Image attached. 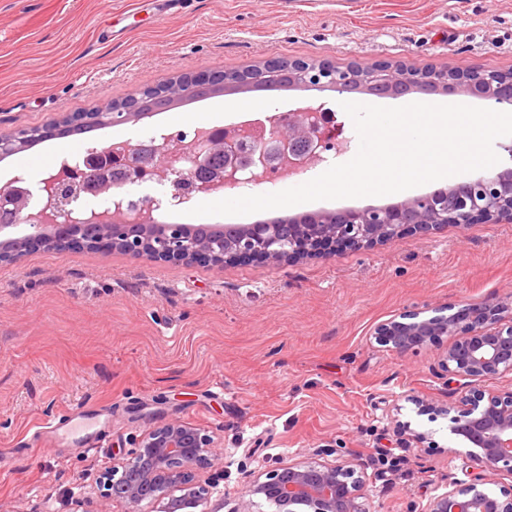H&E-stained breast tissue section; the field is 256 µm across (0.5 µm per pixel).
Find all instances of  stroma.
Instances as JSON below:
<instances>
[{
	"label": "stroma",
	"mask_w": 512,
	"mask_h": 512,
	"mask_svg": "<svg viewBox=\"0 0 512 512\" xmlns=\"http://www.w3.org/2000/svg\"><path fill=\"white\" fill-rule=\"evenodd\" d=\"M512 71V0H190L162 15L141 0H0V133L89 112L205 68L267 58ZM248 92L189 99L86 134L84 147L192 134L243 121ZM54 140L0 159V181L45 175ZM381 197L320 200L166 223L252 224ZM512 295V223L442 224L335 258L172 262L119 251L40 249L0 264V512H127L92 494L149 428L183 420L220 448L200 471L206 512H233L266 470L356 459L370 512H424L467 449L440 404L441 350L405 357L375 326L424 307ZM425 434L407 447L400 423Z\"/></svg>",
	"instance_id": "obj_1"
}]
</instances>
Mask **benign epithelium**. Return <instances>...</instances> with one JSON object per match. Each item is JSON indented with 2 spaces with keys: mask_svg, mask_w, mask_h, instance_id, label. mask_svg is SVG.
<instances>
[{
  "mask_svg": "<svg viewBox=\"0 0 512 512\" xmlns=\"http://www.w3.org/2000/svg\"><path fill=\"white\" fill-rule=\"evenodd\" d=\"M225 71L203 70L187 77L180 96L194 97L227 85ZM236 86L258 89L283 79L290 86L335 88L340 77L357 79L356 90L384 97L411 93H465L497 106H512V72L474 69L438 76L414 66L388 62H354L339 68L328 61L283 60L273 57L237 71ZM136 108L118 111L107 103L98 120L112 125L126 121ZM86 114L53 118L44 127L80 125ZM270 133L251 126L220 132L208 128L163 135L148 142L126 140L86 150L82 161L56 175H45L39 186L38 208L30 206L27 180L19 174L0 189V262H17L29 251L47 247L118 250L134 258L194 262L215 266L224 259L263 257L273 263L338 246L359 247L385 242L407 230L427 232L437 223H512V171L465 181L449 192L424 195L387 207L343 209L325 215L291 217L286 224H210L197 235L190 224L157 222L152 198L134 204L147 210L138 221L126 216L118 183L166 180L188 185L173 197L232 190L247 173L256 182L273 181L283 169L294 175L348 150L343 125L325 103L307 101L286 114L269 117ZM82 193L106 195L110 208L79 217L70 204ZM376 341L406 355L448 339L440 366L453 401L431 408L415 401L418 412L448 418L450 435L469 448L465 478L448 477V490L430 497L425 512H512V483L490 488L487 475L512 478V386H495L512 375V300L488 297L466 303L454 313L438 309L431 316L404 311L379 323ZM218 448L209 431L181 420L147 430L129 454L122 471L108 472L101 496L121 499L128 512H194L209 493L196 472L211 464ZM369 477L359 463L308 461L281 465L256 478L248 487L247 504L259 499L273 512H369Z\"/></svg>",
  "mask_w": 512,
  "mask_h": 512,
  "instance_id": "benign-epithelium-1",
  "label": "benign epithelium"
}]
</instances>
